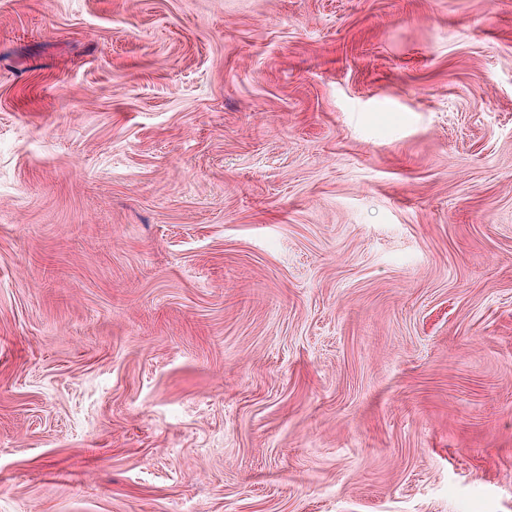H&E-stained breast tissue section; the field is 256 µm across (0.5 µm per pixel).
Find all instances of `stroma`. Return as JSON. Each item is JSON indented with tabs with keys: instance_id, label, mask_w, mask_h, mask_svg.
<instances>
[{
	"instance_id": "1",
	"label": "stroma",
	"mask_w": 512,
	"mask_h": 512,
	"mask_svg": "<svg viewBox=\"0 0 512 512\" xmlns=\"http://www.w3.org/2000/svg\"><path fill=\"white\" fill-rule=\"evenodd\" d=\"M0 512H512V0H0Z\"/></svg>"
}]
</instances>
